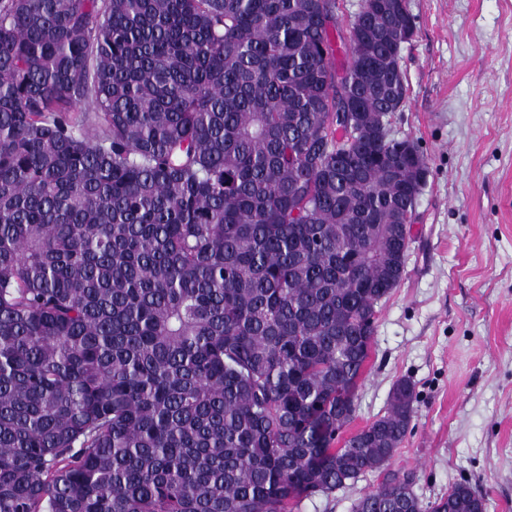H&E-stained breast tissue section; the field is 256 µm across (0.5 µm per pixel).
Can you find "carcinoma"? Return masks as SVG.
<instances>
[{"label": "carcinoma", "instance_id": "obj_1", "mask_svg": "<svg viewBox=\"0 0 512 512\" xmlns=\"http://www.w3.org/2000/svg\"><path fill=\"white\" fill-rule=\"evenodd\" d=\"M336 4L0 0V512L485 510L388 470L410 381L341 438L429 163L413 15L339 68ZM382 477L379 471L368 472L355 483L329 495L318 494L304 499L295 512H351L353 503L375 487Z\"/></svg>", "mask_w": 512, "mask_h": 512}]
</instances>
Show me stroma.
Masks as SVG:
<instances>
[{"instance_id":"obj_1","label":"stroma","mask_w":512,"mask_h":512,"mask_svg":"<svg viewBox=\"0 0 512 512\" xmlns=\"http://www.w3.org/2000/svg\"><path fill=\"white\" fill-rule=\"evenodd\" d=\"M408 7V94L391 126L422 148L430 176L348 429L383 415L410 379L416 413L392 469L413 473L422 500L466 481L486 512H512V0ZM381 479L369 472L297 512H351Z\"/></svg>"}]
</instances>
